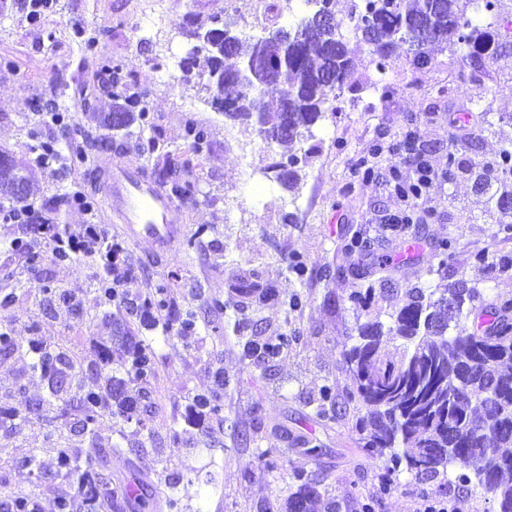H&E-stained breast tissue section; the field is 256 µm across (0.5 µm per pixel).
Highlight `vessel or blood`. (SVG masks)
Wrapping results in <instances>:
<instances>
[{"label":"vessel or blood","instance_id":"obj_1","mask_svg":"<svg viewBox=\"0 0 512 512\" xmlns=\"http://www.w3.org/2000/svg\"><path fill=\"white\" fill-rule=\"evenodd\" d=\"M92 170L105 177L100 194L109 222L135 246L166 252L183 241L171 221L174 201L156 179L139 169L113 168L106 159Z\"/></svg>","mask_w":512,"mask_h":512}]
</instances>
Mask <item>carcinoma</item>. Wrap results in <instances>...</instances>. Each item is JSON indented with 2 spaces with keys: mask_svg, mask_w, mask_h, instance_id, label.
Segmentation results:
<instances>
[{
  "mask_svg": "<svg viewBox=\"0 0 512 512\" xmlns=\"http://www.w3.org/2000/svg\"><path fill=\"white\" fill-rule=\"evenodd\" d=\"M350 22L354 33L369 47L377 68L385 67L400 43L408 45L407 62L422 69L432 62L430 48L456 40L461 59L470 64L487 55L496 57L491 35L474 25L459 7V0H359L353 6ZM207 42H199L200 31L184 67L194 65L199 55L208 62L202 75L204 89L211 103L231 121L254 126L268 145L287 147L265 167L266 172L286 189L297 186L301 165L306 157L290 150L297 143L314 138L313 127L329 111L336 92L346 84L353 70V57L347 48L341 23L325 26L314 14L302 17L288 29L264 30L276 36L274 41L254 38L251 51L240 55L242 38L226 27L224 14L217 13L205 26ZM234 41L228 52L226 39ZM236 58L233 65L230 58ZM277 95L281 108L271 119L266 98ZM138 100L126 97L115 103L109 113L97 116L99 126L108 130L127 129L135 121L146 123V110L134 113ZM186 138L199 154L207 146L208 133L197 125L187 127ZM512 176V147H505L492 169L480 173V185L492 188L491 171ZM153 175L169 186L170 196L192 199L196 183L169 167L156 169ZM32 190L27 167L0 152V201L23 203ZM43 234H34L21 244L31 263L39 258L43 236L54 232L44 224ZM44 302H57L73 318H81V308L64 291L44 288ZM272 299L275 293L252 282L235 288L227 299H215L214 310H236V297L251 293ZM372 284L351 289L348 300L357 309L368 310L375 303ZM455 308L448 313V300ZM479 289L463 277L446 288L415 285L406 289L402 304L388 314L389 321H367L357 327V341L344 351V359L354 384L350 398L365 413L358 417L357 443L371 457L389 458L395 466L385 467L382 485L389 493L397 487L396 467L414 478L455 475V481L468 491L489 494L498 504V512H512V319L508 306L488 304ZM480 310L492 317L481 334L466 331L471 315ZM142 316L155 313L157 319L173 320L183 332L195 329L198 312L187 304L176 308L170 300L168 285L158 286L153 299L137 308ZM297 337L284 332L276 341L261 346L250 344L273 359L288 350ZM21 349L8 324L0 326V353ZM26 367L39 374L47 387L43 400L46 410L63 407L69 397L77 400L78 425L73 435L94 434L105 411L127 421L151 407L148 386L155 375V350L150 343H140L127 351L119 366L105 376L87 383L76 356L66 347L47 348L35 336L25 350ZM216 390L194 397V405L203 414L217 415V390L224 388V372L215 371ZM318 416L337 419L341 409L331 390L321 392ZM57 472L66 477L75 494L60 500L59 512H112L117 498L129 499L132 487H117L105 473V465L93 446L79 450L68 439L54 448ZM179 481L160 489L171 512H181ZM318 490L302 470L292 474L288 512H310Z\"/></svg>",
  "mask_w": 512,
  "mask_h": 512,
  "instance_id": "obj_1",
  "label": "carcinoma"
}]
</instances>
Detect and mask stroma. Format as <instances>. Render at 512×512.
<instances>
[{"label":"stroma","instance_id":"35a3bbf8","mask_svg":"<svg viewBox=\"0 0 512 512\" xmlns=\"http://www.w3.org/2000/svg\"><path fill=\"white\" fill-rule=\"evenodd\" d=\"M493 2L490 12L471 4L465 10L474 25H493L500 60L482 58L463 67L458 45L448 43L435 46L432 63L414 71L402 48L385 69H377L348 21L353 0H336L354 69L313 129L319 150L294 191L265 176L272 152L255 128L227 120L195 77L180 69L191 32L216 12L241 37L261 34V0H54L36 24L10 9L0 13V150L31 164V135L37 131L42 139L57 140L71 166L65 179L54 168L33 167L30 200L39 215L75 229L96 224L106 235L118 234L103 219L96 197L98 181L90 168L97 152L77 158L89 137L103 133L85 105L108 112L115 102L100 73L106 62L119 65L133 91L144 93L147 111L146 126L115 132L125 146L112 151L113 166L149 171L166 158L198 182L194 200L178 203L172 213L173 224L196 236L195 249L157 253L125 243L119 266L130 273L128 296L109 303L96 290L103 276L100 255L80 253L58 265L46 252L32 267L10 247L14 238H27L28 230L0 223V323H8L19 342L34 333L43 345L70 348L89 380L124 355L113 337V315H127L134 340L155 344L151 412L145 423L126 424L124 446L133 467L108 460L114 483L135 476L155 486L180 479L184 512H286L291 474L302 469L318 479L322 502H335L336 512H416L424 497L445 500L459 512H496L490 496L467 495L443 476L422 485L404 473L398 489L381 493L383 465L358 446L359 409L347 398L353 382L342 356L359 321L369 318L347 299L364 273L375 284L374 310L381 313L392 311L406 288H442L460 277L482 289L486 302L512 301V270L494 267L500 255L512 254V233L506 231L512 214L498 212L474 188L477 165L494 164L500 149L512 143V0ZM87 35L99 38L94 51L84 48ZM383 84L392 88L389 97L376 91ZM40 98L57 101L68 118L67 132L40 122L33 109ZM191 123L208 131L209 147L199 155L185 137ZM402 132L427 144L426 159L438 174L452 155L461 169L454 180L438 177L415 200L424 221L406 229L401 245L392 247L384 221L405 206L392 186L411 182L414 170L387 153L377 158L372 178L357 176L355 168L374 145L390 144ZM452 134L458 138L453 153ZM66 193L94 195L91 213L72 205L53 211L54 199ZM202 225L208 232L200 237ZM355 234L366 241V255L342 251ZM413 237L422 256L442 254L443 241L452 240L442 275L430 277L403 264L401 246ZM479 253L485 263L476 262ZM381 257L387 264L379 269ZM297 259L307 268L301 278L290 270ZM255 278L269 283L276 299L249 300L234 312L211 309L212 300ZM37 281L78 299L82 320L62 306L45 313L33 288ZM164 282L171 285L174 306L196 307V330L168 335L162 326L145 328L130 315L132 304L153 297ZM295 294L306 301L297 311L285 305ZM284 332L297 342L280 357L246 354V345ZM218 369L226 381L220 417L193 415V397L213 389ZM326 387L343 410L335 421L316 415ZM45 393L39 375L18 356L0 357V405L34 406ZM187 433L204 440V447H186ZM59 439L38 413L0 424V506L11 507L14 496L25 492L36 512H58L59 498L71 492L54 465ZM33 454L39 457L36 470L26 464ZM201 469L218 474V492L196 484Z\"/></svg>","mask_w":512,"mask_h":512}]
</instances>
